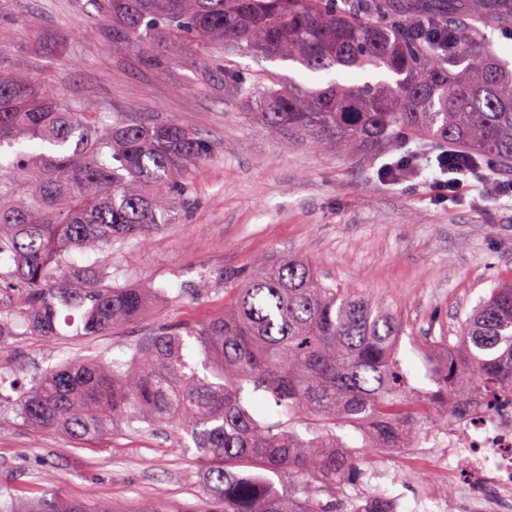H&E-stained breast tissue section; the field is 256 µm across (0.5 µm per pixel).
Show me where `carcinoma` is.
I'll use <instances>...</instances> for the list:
<instances>
[{
  "mask_svg": "<svg viewBox=\"0 0 512 512\" xmlns=\"http://www.w3.org/2000/svg\"><path fill=\"white\" fill-rule=\"evenodd\" d=\"M104 0L112 37L163 69L165 60L215 48L209 65L224 87L255 105L268 132L283 128L317 145L388 151L414 137L491 156L512 173V69L483 27L512 20V0ZM292 62L336 72L325 88L273 74L250 81L233 58ZM376 73L362 84L345 77ZM0 337L25 326L57 335L59 313L81 311L97 336L138 319L141 288L112 284L105 266L81 267L74 249L112 252L177 223L191 208L188 174L212 146L179 122H149L45 91L0 71ZM224 315L157 328L132 340L129 358L101 352L28 375H0V407L37 430L84 441L125 426L164 425L190 436L205 466L199 512H339L363 448H412L424 423L473 394L512 401V280L498 282L462 322L459 336L417 347L424 377L410 384L399 358V313L354 288L324 283L298 257L227 272ZM19 389L17 398L4 394ZM271 407L288 422L269 423ZM305 427L306 434L297 426ZM286 475L280 491L266 474ZM0 512H112L84 500L43 497Z\"/></svg>",
  "mask_w": 512,
  "mask_h": 512,
  "instance_id": "obj_1",
  "label": "carcinoma"
}]
</instances>
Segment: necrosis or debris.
I'll list each match as a JSON object with an SVG mask.
<instances>
[{
	"instance_id": "obj_1",
	"label": "necrosis or debris",
	"mask_w": 512,
	"mask_h": 512,
	"mask_svg": "<svg viewBox=\"0 0 512 512\" xmlns=\"http://www.w3.org/2000/svg\"><path fill=\"white\" fill-rule=\"evenodd\" d=\"M418 446L438 480L455 491L448 503L424 488L436 512H512V410L467 403Z\"/></svg>"
}]
</instances>
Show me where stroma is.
<instances>
[{"instance_id":"1","label":"stroma","mask_w":512,"mask_h":512,"mask_svg":"<svg viewBox=\"0 0 512 512\" xmlns=\"http://www.w3.org/2000/svg\"><path fill=\"white\" fill-rule=\"evenodd\" d=\"M0 31L10 40L0 70L43 81L53 91L99 111L133 112L154 121H179L204 137L213 154L188 175L194 200L179 224L147 239L115 245L111 255L76 250L78 264L106 262L112 282L135 288H191L211 274L210 292L145 311L141 319L99 336L58 322L47 339L17 328L0 343V373L16 364L36 372L62 360L106 352L125 359L137 335L165 323L203 322L224 312V271L246 270L276 256L308 260L325 283L359 288L401 315L400 356L413 383L431 390L414 346L426 336L456 335L491 288L512 279V199L493 187L436 197L429 172L389 182L380 167L393 154L344 155L312 147L296 135L270 136L263 122L235 98L203 57L188 54L160 71L114 40L100 0H0ZM165 428L134 434L117 428L77 443L35 431L13 411L0 410V502L48 495L104 503L117 512H148L156 501L197 505L205 472ZM368 462L387 474L358 481L349 493L395 496L399 512H430L418 493L431 474L406 471V458Z\"/></svg>"}]
</instances>
